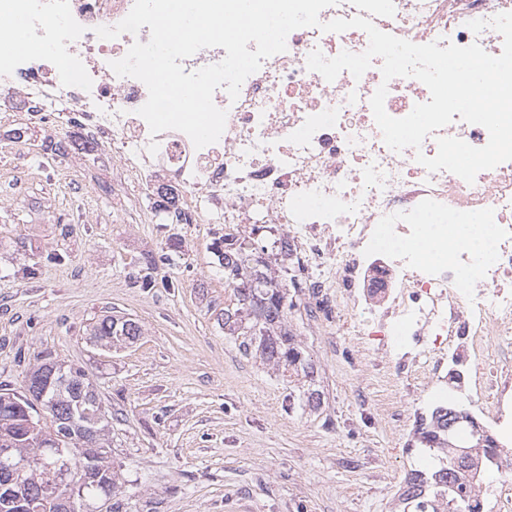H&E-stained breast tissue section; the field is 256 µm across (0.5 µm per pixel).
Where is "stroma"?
<instances>
[{
	"label": "stroma",
	"instance_id": "35a3bbf8",
	"mask_svg": "<svg viewBox=\"0 0 512 512\" xmlns=\"http://www.w3.org/2000/svg\"><path fill=\"white\" fill-rule=\"evenodd\" d=\"M73 134L30 124L0 151V181L18 184L0 196V386L22 390L45 358L85 370L117 416L122 512H395L384 486L423 459L413 423L390 427L377 410L390 375L350 335L352 319L325 335L306 313L304 274L287 269L288 326L323 398L318 410L287 412V376L243 355L215 320L231 295L211 252L223 225L142 223L172 188L140 197L113 181L101 150L44 154ZM146 253L158 261L149 290L133 285ZM111 311L140 323L138 341L91 343L87 326Z\"/></svg>",
	"mask_w": 512,
	"mask_h": 512
}]
</instances>
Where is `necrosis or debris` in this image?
<instances>
[{
	"instance_id": "4bbe7bcc",
	"label": "necrosis or debris",
	"mask_w": 512,
	"mask_h": 512,
	"mask_svg": "<svg viewBox=\"0 0 512 512\" xmlns=\"http://www.w3.org/2000/svg\"><path fill=\"white\" fill-rule=\"evenodd\" d=\"M133 2L0 0V120L22 111L77 128L141 193L161 177L181 186L186 202L168 208L170 223L278 225L324 329L354 314L358 341L375 340L397 378L423 375L443 402L445 361L471 362L467 402L491 435L512 439V161L469 184L416 160L435 156L441 135L484 146L487 130L457 118L420 149L391 150L370 107L383 84L381 59L361 78L345 71L331 82L306 66L316 49L329 58L365 51L367 34L308 27L288 35L286 51L264 60L237 100L215 91L227 112L216 143L198 149L177 130L151 134L138 114L145 84L110 67L134 42H148L149 27L110 40L95 33L119 23ZM502 12H512V0H339L320 19L361 16L415 44L476 42L497 56L502 36L467 23ZM387 86L394 118L430 98L414 78ZM427 215L441 219L440 231H428ZM475 220L495 231L491 255L457 237L456 227ZM430 253L443 261H427ZM492 467L493 484L469 476L461 485L470 501L485 500V512H512V448H494Z\"/></svg>"
}]
</instances>
